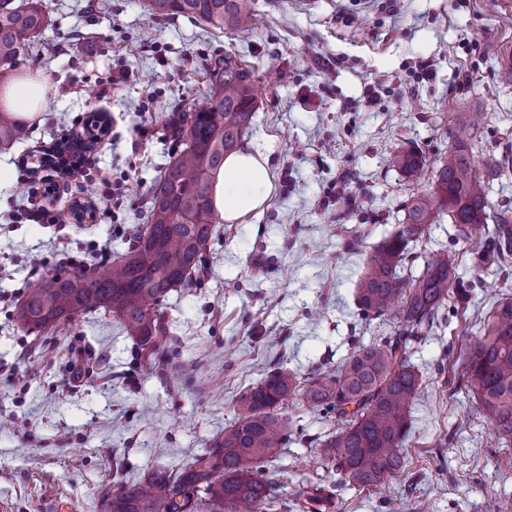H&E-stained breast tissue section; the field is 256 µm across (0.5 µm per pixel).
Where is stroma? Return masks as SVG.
<instances>
[{
    "instance_id": "1",
    "label": "stroma",
    "mask_w": 512,
    "mask_h": 512,
    "mask_svg": "<svg viewBox=\"0 0 512 512\" xmlns=\"http://www.w3.org/2000/svg\"><path fill=\"white\" fill-rule=\"evenodd\" d=\"M42 2L49 24L14 72L47 81L46 106L22 143L0 151L16 175L0 183V512H99L116 482L205 453L234 422L240 393L271 369H336L398 326L394 312L361 315L365 252L403 223L407 199L428 188L471 113L482 115L474 154L512 150V82L498 62L512 50V0H403L397 11L390 0H255L259 24L246 34L148 20L145 0L94 12L87 0ZM224 53L262 87L242 144L267 156L272 190L262 211L217 224L192 284L164 300L170 336L155 366L101 312L38 335L19 329L14 306L39 278L31 260L53 270L61 251L55 228L13 218L40 183L23 158L80 131L89 114L117 121L120 145L104 136L86 161L128 175L136 206L73 222L72 201L106 206L81 167L58 175L52 208L72 241L125 251L181 148L169 117L203 100L210 59ZM408 148L424 161L413 175L388 163ZM427 242L455 254L470 300L443 307L411 350L423 386L404 469L372 487L341 485L313 443L334 429L332 415L294 398L280 414L301 440L261 472L277 488L274 512H300L299 491L324 482L340 485L336 512H486L491 491L512 500V445L495 442L453 369L512 295V273L473 267L474 244L449 216Z\"/></svg>"
}]
</instances>
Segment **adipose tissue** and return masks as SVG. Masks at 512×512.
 <instances>
[{
    "label": "adipose tissue",
    "mask_w": 512,
    "mask_h": 512,
    "mask_svg": "<svg viewBox=\"0 0 512 512\" xmlns=\"http://www.w3.org/2000/svg\"><path fill=\"white\" fill-rule=\"evenodd\" d=\"M49 92L47 84L25 75L0 90V105L34 120L43 109ZM271 190L268 160L247 149L228 155L213 179L212 200L224 221L233 223L261 208Z\"/></svg>",
    "instance_id": "ef3b65f1"
}]
</instances>
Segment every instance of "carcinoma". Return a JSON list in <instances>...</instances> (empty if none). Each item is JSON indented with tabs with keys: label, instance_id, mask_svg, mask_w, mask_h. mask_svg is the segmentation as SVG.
<instances>
[{
	"label": "carcinoma",
	"instance_id": "carcinoma-1",
	"mask_svg": "<svg viewBox=\"0 0 512 512\" xmlns=\"http://www.w3.org/2000/svg\"><path fill=\"white\" fill-rule=\"evenodd\" d=\"M146 9L151 18L183 16L244 34L254 21L255 0H146ZM46 22L41 0H0V85L11 78L16 58ZM257 98L252 71L231 54L215 55L204 103L181 111L183 147L162 172L146 224L132 246L93 270L74 266L45 273L16 305L14 321L39 333L80 313L102 310L117 317L141 349L160 353L169 330L159 306L172 289L188 285L204 261L218 223L213 179L224 158L238 151ZM477 128L474 122L461 123L429 191L411 198L406 223L364 260L357 303L365 315L377 318L402 301L398 332L361 346L340 368L307 380L286 369L271 371L241 394L236 421L206 454L186 459L175 470L159 469L145 481L114 484L100 504L102 512H263L274 503V490L259 468L288 440L290 428L277 409L293 397L334 415L336 429L321 447L347 482L370 487L403 470L401 448L422 385L409 360L410 345L431 331L449 298L466 300L470 287L458 279L455 256L446 250L430 253L417 277L407 273L406 258L425 240L435 217L446 212L461 235L476 240L477 266L503 267L512 260V211L493 212L487 199V185L512 159L493 151L475 158ZM26 136L25 126L0 110V150ZM57 145L80 157L96 142L86 148L73 136ZM390 163L407 174L423 167L413 150L394 154ZM460 361L468 391L493 435L512 443V297L498 303ZM337 487L302 491L297 506L302 512H327Z\"/></svg>",
	"mask_w": 512,
	"mask_h": 512
}]
</instances>
